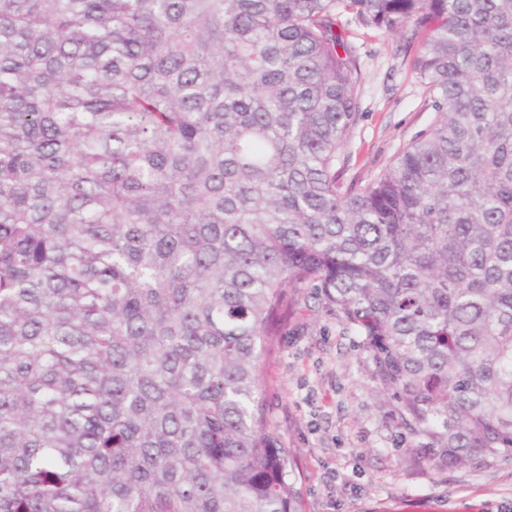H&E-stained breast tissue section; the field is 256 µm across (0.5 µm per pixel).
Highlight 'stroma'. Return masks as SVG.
I'll use <instances>...</instances> for the list:
<instances>
[{
	"label": "stroma",
	"instance_id": "1",
	"mask_svg": "<svg viewBox=\"0 0 512 512\" xmlns=\"http://www.w3.org/2000/svg\"><path fill=\"white\" fill-rule=\"evenodd\" d=\"M362 81L342 148L345 181L364 185L426 132L436 113L413 68L407 33L349 24ZM261 398L271 443L292 451L300 512H506L512 461L437 469L419 460L375 395L373 363L313 289L295 295L274 351L263 358Z\"/></svg>",
	"mask_w": 512,
	"mask_h": 512
}]
</instances>
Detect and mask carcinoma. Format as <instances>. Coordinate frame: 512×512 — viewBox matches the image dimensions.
Segmentation results:
<instances>
[{
    "label": "carcinoma",
    "instance_id": "cac0c4a2",
    "mask_svg": "<svg viewBox=\"0 0 512 512\" xmlns=\"http://www.w3.org/2000/svg\"><path fill=\"white\" fill-rule=\"evenodd\" d=\"M345 19L434 92L365 186ZM303 288L426 461L512 460V0H0V512H299Z\"/></svg>",
    "mask_w": 512,
    "mask_h": 512
}]
</instances>
